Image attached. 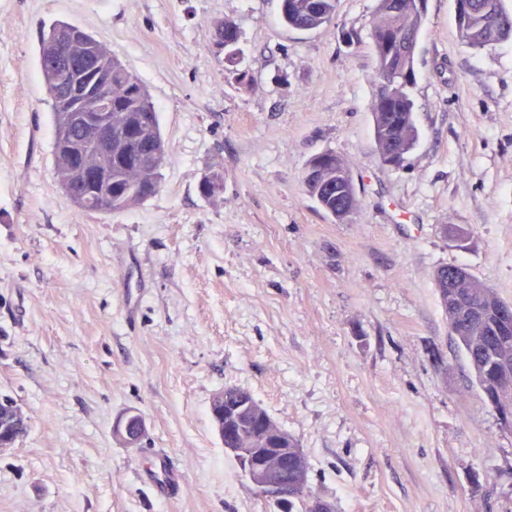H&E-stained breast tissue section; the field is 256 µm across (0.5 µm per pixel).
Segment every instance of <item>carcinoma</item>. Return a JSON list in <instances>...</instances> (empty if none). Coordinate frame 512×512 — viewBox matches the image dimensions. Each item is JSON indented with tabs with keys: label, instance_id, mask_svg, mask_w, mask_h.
Masks as SVG:
<instances>
[{
	"label": "carcinoma",
	"instance_id": "obj_1",
	"mask_svg": "<svg viewBox=\"0 0 512 512\" xmlns=\"http://www.w3.org/2000/svg\"><path fill=\"white\" fill-rule=\"evenodd\" d=\"M336 0H282V22L293 29L315 30L331 22ZM426 14L411 8V0H379L372 21L376 67L374 77L380 87L372 104L374 138L388 148L398 144L403 153L389 163L401 165L418 138L413 117V102L408 88L414 80V62L389 55L386 39L389 35L420 36ZM457 29L464 44L478 49L500 41V23L475 9L456 15ZM86 45L70 49L78 59L93 49L101 61V69L112 73L105 95L112 100V145L92 147L84 152L81 164L72 160L69 146L62 143L66 130L75 142L93 141V133L73 121L70 111L80 89H70L69 100L61 99L50 77L52 69L50 47L46 35H41L40 70L52 101L54 116L53 159L57 185L80 207L88 211L119 213L145 202L157 191L165 145L158 114L143 83L131 74L102 42L84 32ZM240 32L231 19L218 23L215 46L224 52L225 60L233 67L236 79L242 81L246 72L237 69ZM317 164L318 178L306 181L307 193L319 208L338 221L347 217L336 215V159ZM201 194L214 196L224 191V175L211 172L200 184ZM436 290L448 317V326L455 331L454 340L464 354L475 377L477 387L494 411L512 416V325L498 316L504 304L493 289L477 287L465 268L444 265L434 274ZM477 309L484 318H470ZM268 415L251 393L237 387H226L211 400V419L224 444L232 448H259L262 445L263 425L260 416ZM27 430V418L16 401L0 396V438L14 442ZM294 457H288L287 507L274 503L276 512H310L306 501L295 495L293 488Z\"/></svg>",
	"mask_w": 512,
	"mask_h": 512
}]
</instances>
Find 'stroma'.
Wrapping results in <instances>:
<instances>
[{
    "label": "stroma",
    "mask_w": 512,
    "mask_h": 512,
    "mask_svg": "<svg viewBox=\"0 0 512 512\" xmlns=\"http://www.w3.org/2000/svg\"><path fill=\"white\" fill-rule=\"evenodd\" d=\"M377 6L337 0L303 32L281 0H0V394L28 420L0 450V512H270L211 421L229 386L298 440L335 512H512V432L434 286L461 265L512 302V38L470 48L453 0H428L419 138L394 167L373 135ZM226 18L242 83L214 45ZM58 20L105 43L159 114L161 183L127 211L55 182L38 57ZM323 152L354 177L343 223L303 184ZM212 171L224 190L207 199ZM133 414L129 447L114 428ZM161 455L182 476L171 500L142 480Z\"/></svg>",
    "instance_id": "obj_1"
}]
</instances>
